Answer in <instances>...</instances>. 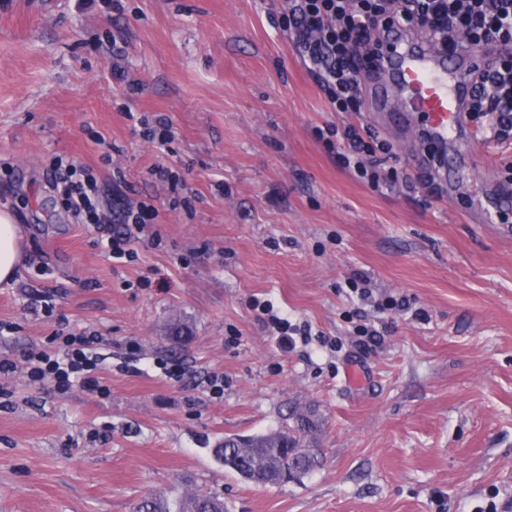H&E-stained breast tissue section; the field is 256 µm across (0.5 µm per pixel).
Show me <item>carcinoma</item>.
<instances>
[{
    "mask_svg": "<svg viewBox=\"0 0 512 512\" xmlns=\"http://www.w3.org/2000/svg\"><path fill=\"white\" fill-rule=\"evenodd\" d=\"M320 427L317 416L291 412L278 429L254 435L250 446H236L232 434L219 440L212 452L224 467L244 479L254 476L260 486L280 483L283 472L290 469L293 479L301 480L321 466L322 453L295 456L293 451L310 442ZM139 512H224V501L198 491L173 500L155 495L141 503Z\"/></svg>",
    "mask_w": 512,
    "mask_h": 512,
    "instance_id": "obj_1",
    "label": "carcinoma"
}]
</instances>
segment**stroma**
Instances as JSON below:
<instances>
[{"instance_id": "stroma-1", "label": "stroma", "mask_w": 512, "mask_h": 512, "mask_svg": "<svg viewBox=\"0 0 512 512\" xmlns=\"http://www.w3.org/2000/svg\"><path fill=\"white\" fill-rule=\"evenodd\" d=\"M281 0H0V207L25 229L17 280L0 285V360L53 352L55 330L99 332L105 395L15 376L0 395V512H134L201 490L226 512H476L512 504V220L473 224L495 192L512 213V145L462 129L452 197L423 205L346 170L317 130L371 123L332 111L273 25ZM141 82L138 93L126 83ZM169 117L157 153L124 115ZM111 164H103V153ZM96 168L105 206L153 203L159 249L108 258L51 190L47 160ZM184 173L192 212L146 171ZM410 299L416 320L350 297ZM54 296L51 316L31 311ZM311 324L281 339L255 299ZM378 330L358 345L356 328ZM190 341L172 346L171 327ZM135 370L118 365L128 341ZM181 363L173 380L160 359ZM224 376V393L209 379ZM310 406L321 467L257 486L212 449Z\"/></svg>"}]
</instances>
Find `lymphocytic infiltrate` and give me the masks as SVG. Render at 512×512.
<instances>
[{"label":"lymphocytic infiltrate","mask_w":512,"mask_h":512,"mask_svg":"<svg viewBox=\"0 0 512 512\" xmlns=\"http://www.w3.org/2000/svg\"><path fill=\"white\" fill-rule=\"evenodd\" d=\"M282 18L297 57L324 91L331 109L358 112L365 105V80L371 65L382 55L381 35L393 24L430 37L446 51L459 50L461 43L497 52L494 65L472 76L473 92L467 116L488 145L512 138V0H285ZM344 136V168L373 190L424 189L439 200L442 188L433 174L422 170L402 175L389 166L393 153L368 125L338 131L321 129L320 139ZM52 187L64 209L76 223L90 226L104 252L112 258H134V240L147 238L151 247L161 244L159 234L149 233L157 217L155 207L144 201H127L122 231L112 229L113 218L101 203L99 180L92 167L74 164L64 154L49 161ZM54 353L30 351L20 360H0V378L26 373L28 379L64 391L80 384L86 391L106 394L97 373L98 359L89 350L90 336H57Z\"/></svg>","instance_id":"1"}]
</instances>
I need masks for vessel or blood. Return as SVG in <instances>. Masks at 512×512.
<instances>
[{"label":"vessel or blood","mask_w":512,"mask_h":512,"mask_svg":"<svg viewBox=\"0 0 512 512\" xmlns=\"http://www.w3.org/2000/svg\"><path fill=\"white\" fill-rule=\"evenodd\" d=\"M481 64L475 50L447 55L425 42L391 39L371 106L385 124L404 131L425 121L436 152H446L449 135L462 125L469 74Z\"/></svg>","instance_id":"obj_1"}]
</instances>
